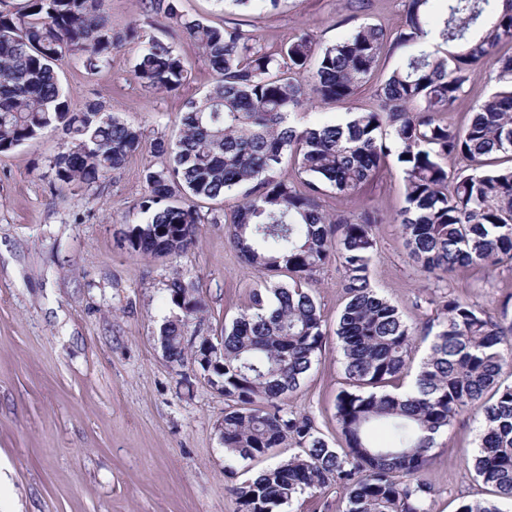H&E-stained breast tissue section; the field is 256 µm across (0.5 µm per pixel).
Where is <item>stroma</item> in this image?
Here are the masks:
<instances>
[{"mask_svg": "<svg viewBox=\"0 0 512 512\" xmlns=\"http://www.w3.org/2000/svg\"><path fill=\"white\" fill-rule=\"evenodd\" d=\"M347 0H280L266 9L232 0H180L183 12L221 27L244 24L267 52L277 54L302 34L318 46L334 44L357 26L399 34L407 0H365L358 13ZM113 29L137 22L144 37L172 42L187 78L171 93L148 91L132 77L139 42L112 53L107 70L88 73L66 62L60 77L72 108L101 103L139 126L147 139L178 136L176 117L212 87L214 76L198 46L167 21L149 18L140 0H106ZM402 62L382 53L367 83L331 106L313 104L298 119L314 124L349 112L377 109V87ZM490 68L471 69L465 91L445 122L466 126L495 87ZM61 135L45 131L0 153V512H237L232 488L246 472L288 460L289 447L227 470L218 425L226 403L192 365L173 367L156 341L175 308L166 285L178 277L198 288L207 305L200 335L220 337L249 304L258 272L233 250L226 224L201 225L194 246L177 259L132 253L124 217L145 192L149 151L93 187L56 189L50 160ZM328 213L369 207L395 216L404 182L395 157L351 199L322 196ZM371 279L378 292L414 326L434 316L447 294L487 305L512 285V268L474 267L435 279L416 271L398 225H378ZM336 266L325 267L312 288L328 333L313 369L286 409L313 417L331 447L344 440L335 401L344 387L342 354L334 331L346 298ZM481 419L456 418L433 450L425 478L434 489L433 512H458L463 502L495 493L474 477Z\"/></svg>", "mask_w": 512, "mask_h": 512, "instance_id": "obj_1", "label": "stroma"}]
</instances>
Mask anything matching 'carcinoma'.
I'll list each match as a JSON object with an SVG mask.
<instances>
[{
  "instance_id": "carcinoma-1",
  "label": "carcinoma",
  "mask_w": 512,
  "mask_h": 512,
  "mask_svg": "<svg viewBox=\"0 0 512 512\" xmlns=\"http://www.w3.org/2000/svg\"><path fill=\"white\" fill-rule=\"evenodd\" d=\"M150 15L174 25L201 49L216 76L203 98L187 104L171 144L159 137L151 153L168 162L144 168L145 195L134 207L145 215L129 224L131 252L177 258L195 242L201 224H218L181 195L220 200L237 192L242 203L226 221L238 257L258 273L284 270L292 284H265L224 328V450L232 461L268 454L290 441L299 452L233 488L238 512H277L326 487L343 491L341 512H432V486L423 472L439 435L457 416L475 412L483 429L473 458L475 475L512 501V384L499 376L512 366V321L452 294L417 329L380 296L371 280L378 224L400 225L403 246L417 269L438 279L448 272L512 267V56L498 60L497 90L477 105L470 123L440 120L464 93L472 66L512 43V0H444L443 43L460 52H427L432 0H408L404 28L387 44L382 29L360 25L348 38L319 49L302 35L282 57L263 50L242 25L218 28L183 14L178 0H142ZM105 0H0V152L58 130L62 142L50 161L59 187H93L142 152L141 128L97 103L70 108L56 62L66 58L100 73L112 51L139 37L137 24L112 29ZM400 51L405 65L376 89L380 108L342 121L299 127L292 117L306 104L340 103L371 75L384 50ZM132 76L148 91L174 92L185 78L169 42L149 39ZM399 147L405 206L393 219L365 208L329 215L321 196L356 195ZM294 156L296 185L280 177ZM505 154L509 165L495 163ZM467 168L455 167L457 160ZM341 271L347 302L336 325L347 387L336 396L335 418L345 447L332 448L312 417L282 407L297 391L326 340L312 295L315 274ZM179 313L159 335L171 355L185 359L182 338L203 313L199 291L179 278L167 288ZM431 338L412 383L384 390L409 374L416 336ZM459 512H502L493 501H468Z\"/></svg>"
}]
</instances>
